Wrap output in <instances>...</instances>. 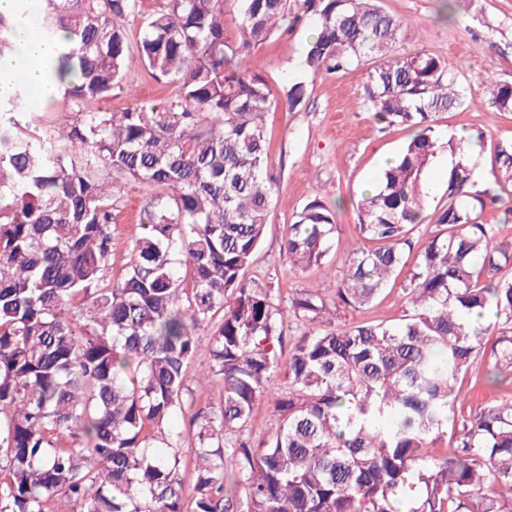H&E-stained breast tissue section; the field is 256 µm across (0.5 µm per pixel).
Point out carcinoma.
<instances>
[{
	"label": "carcinoma",
	"instance_id": "carcinoma-1",
	"mask_svg": "<svg viewBox=\"0 0 512 512\" xmlns=\"http://www.w3.org/2000/svg\"><path fill=\"white\" fill-rule=\"evenodd\" d=\"M139 16L141 0H19L0 13V62L34 21L57 44L48 96L73 111L60 131L41 126L21 81L0 101V512H512V397L455 417L493 329L487 381L512 387V205L483 220L512 197V143L493 151L498 192L478 188L464 144L483 133L445 139L436 125L469 103L467 86L433 54L395 53L403 21L375 0H163L132 42ZM306 17V69L370 63L374 122L411 137L356 205L336 300L304 292L283 307L245 276L275 183L270 90L238 56ZM134 53L175 100L92 109L123 89ZM491 105L512 112V82L491 83ZM441 152L458 157L431 215L441 230L409 267ZM131 182L149 202L114 276L113 198ZM336 233L335 212L307 202L284 241L291 269L320 264ZM404 271L401 323L325 318L372 305ZM288 317L301 336L286 335ZM205 328L224 402L172 442ZM263 394L273 424L255 441ZM447 433L450 451L430 453Z\"/></svg>",
	"mask_w": 512,
	"mask_h": 512
}]
</instances>
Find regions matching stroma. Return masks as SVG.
I'll return each mask as SVG.
<instances>
[{
	"instance_id": "stroma-1",
	"label": "stroma",
	"mask_w": 512,
	"mask_h": 512,
	"mask_svg": "<svg viewBox=\"0 0 512 512\" xmlns=\"http://www.w3.org/2000/svg\"><path fill=\"white\" fill-rule=\"evenodd\" d=\"M439 2L378 0L385 13L404 22L396 53L425 51L465 76L470 103L441 113L437 125L446 135L486 130L485 141L475 143L472 152L476 167L486 173L491 144L512 142V113H493L489 95L490 83L512 81V0H460L456 18L447 21L437 16ZM313 29V22H304L242 59L246 65L258 62L271 92L274 110L266 117L267 137L272 172L278 179L268 225L246 275L273 289L285 304L303 292L334 298L357 237L355 204L410 136L405 127L374 123L365 106L368 64H355L337 74L305 73L303 49ZM126 82L127 90L114 91L97 102V109L120 112L139 102H159L167 95L135 57L128 61ZM296 82L304 85V101L291 110L285 104V92ZM317 196L337 205L338 233L321 265L298 272L291 268L283 240L295 214ZM146 200L145 190L135 184L128 185L117 200L112 240L116 256H124L135 240ZM404 311L403 291L394 283L370 307L337 309L335 322L396 324ZM209 361L210 333L203 330L188 370V405L168 425L172 436L185 431L193 410L223 403L222 384L198 378Z\"/></svg>"
}]
</instances>
